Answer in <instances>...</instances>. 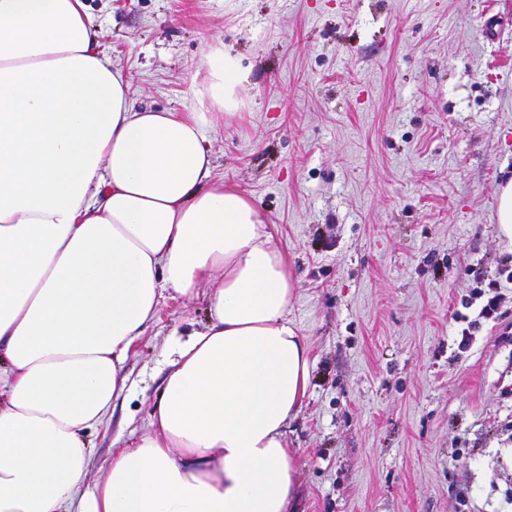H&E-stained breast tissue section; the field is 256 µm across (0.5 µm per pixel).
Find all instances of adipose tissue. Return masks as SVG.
I'll use <instances>...</instances> for the list:
<instances>
[{"label":"adipose tissue","mask_w":512,"mask_h":512,"mask_svg":"<svg viewBox=\"0 0 512 512\" xmlns=\"http://www.w3.org/2000/svg\"><path fill=\"white\" fill-rule=\"evenodd\" d=\"M203 58L210 111L140 110L84 0H0V512L297 510L308 350L285 252L203 145L240 60ZM204 282L148 434L84 491L82 433L129 392L133 343Z\"/></svg>","instance_id":"adipose-tissue-1"}]
</instances>
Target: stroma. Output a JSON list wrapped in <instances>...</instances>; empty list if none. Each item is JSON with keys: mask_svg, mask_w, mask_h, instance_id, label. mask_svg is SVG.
Segmentation results:
<instances>
[{"mask_svg": "<svg viewBox=\"0 0 512 512\" xmlns=\"http://www.w3.org/2000/svg\"><path fill=\"white\" fill-rule=\"evenodd\" d=\"M137 105L196 112L203 50L241 57L239 112L206 127L286 252L309 349L288 426L299 512H512V284L479 319L475 275L512 257V0H86ZM208 287L164 294L83 434L86 487L140 439ZM471 328L467 349L458 343ZM497 224L499 234L512 239V177L498 188Z\"/></svg>", "mask_w": 512, "mask_h": 512, "instance_id": "1", "label": "stroma"}]
</instances>
